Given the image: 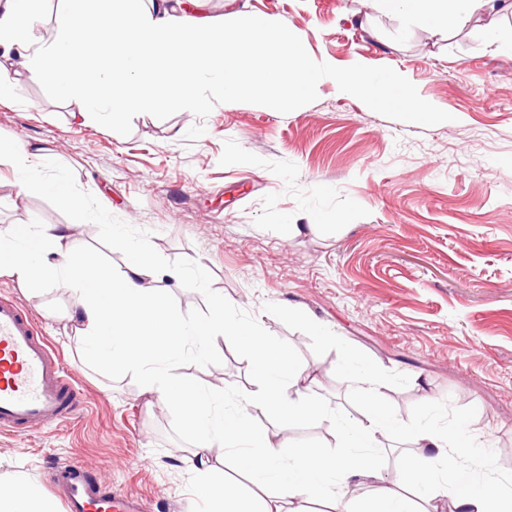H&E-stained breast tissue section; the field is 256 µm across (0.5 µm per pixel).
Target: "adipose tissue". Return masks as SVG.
Masks as SVG:
<instances>
[{
    "instance_id": "1",
    "label": "adipose tissue",
    "mask_w": 512,
    "mask_h": 512,
    "mask_svg": "<svg viewBox=\"0 0 512 512\" xmlns=\"http://www.w3.org/2000/svg\"><path fill=\"white\" fill-rule=\"evenodd\" d=\"M40 0H0V46L27 51L33 80L50 84L64 98L78 99L83 113L108 107L118 115L163 106L197 111L206 101L199 93L203 78L225 94L250 92L295 108L310 92L319 73L310 68L305 42L271 20L243 16L236 0L228 22L216 25L196 14L194 0H53L56 29L41 42L36 29ZM375 11L439 25L480 20L493 24L512 15V0H370ZM342 91H357L386 103L397 91L402 103L415 107L424 121L433 112L420 103L407 78L384 81L355 71L343 79ZM71 228L61 224L31 231L16 226L0 234V273L35 287L42 271L62 273L77 285L74 313L77 333L98 364L132 368L146 392L161 404L175 406L194 439L191 467L211 512H309L313 500L334 501L338 512H412L411 496L435 495L450 512H512V481L486 474L464 425L447 430L417 421L396 426L385 410V381L373 367L348 373L365 406L362 419L346 422L342 434L349 452L327 455L284 444L256 445L246 408L273 409L281 429L306 416L325 415L324 405L307 394L308 377L272 340L252 327L229 321L223 299L212 303L207 321L189 325L169 309L152 281L160 275L182 282L179 264L157 268L145 247H137L121 277L99 263L80 266L71 245ZM225 337L247 350L259 388L242 399L243 411L224 416L213 410V394L177 378V363L187 348L205 354L213 340ZM402 430L413 455L383 471L373 451L395 430ZM237 450V461L252 476L257 498L244 497L210 461L214 447ZM379 483L374 498L358 491ZM24 505L29 512H56L55 503L37 495L22 479L0 481V512Z\"/></svg>"
}]
</instances>
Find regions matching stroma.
Wrapping results in <instances>:
<instances>
[{
	"mask_svg": "<svg viewBox=\"0 0 512 512\" xmlns=\"http://www.w3.org/2000/svg\"><path fill=\"white\" fill-rule=\"evenodd\" d=\"M240 3L303 37L327 68L293 111L206 81L199 112L80 119L78 100L31 81L9 51L18 95L0 100V145L50 152L42 178L64 173L84 207L20 186L0 153V232L68 224L76 251L113 274L126 242L201 273L153 286L189 324L223 297L230 320L290 352L326 406L291 426V447L344 452L340 421L363 407L342 366L374 365L394 419L467 420L491 468L512 477V16L491 38L475 23L434 29L382 15L368 0ZM360 66L407 75L439 119L341 91L337 75ZM0 294L33 312L85 392L74 421L0 434V478L49 498L50 472L77 460L144 512H197L192 435L139 376L82 354L69 280L51 275L36 294L3 274ZM177 372L231 407L257 388L251 358L222 338Z\"/></svg>",
	"mask_w": 512,
	"mask_h": 512,
	"instance_id": "stroma-1",
	"label": "stroma"
}]
</instances>
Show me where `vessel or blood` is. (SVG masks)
Instances as JSON below:
<instances>
[{
	"instance_id": "1",
	"label": "vessel or blood",
	"mask_w": 512,
	"mask_h": 512,
	"mask_svg": "<svg viewBox=\"0 0 512 512\" xmlns=\"http://www.w3.org/2000/svg\"><path fill=\"white\" fill-rule=\"evenodd\" d=\"M82 404L73 372L43 336L32 314L0 297V431L26 433L69 420ZM66 512H140L137 500L113 496L82 463L50 475Z\"/></svg>"
}]
</instances>
